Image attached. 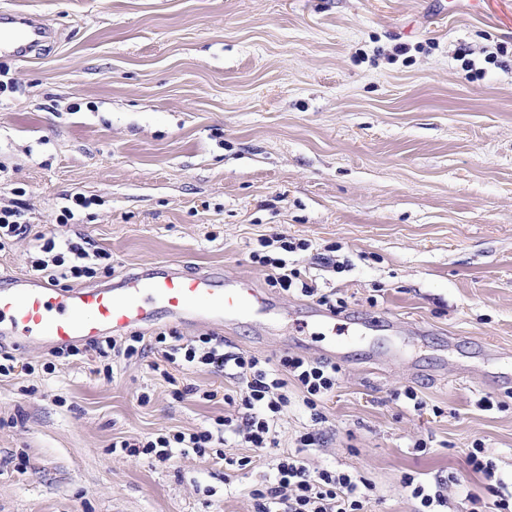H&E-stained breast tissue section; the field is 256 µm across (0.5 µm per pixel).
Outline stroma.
Returning a JSON list of instances; mask_svg holds the SVG:
<instances>
[{"label":"stroma","instance_id":"obj_1","mask_svg":"<svg viewBox=\"0 0 512 512\" xmlns=\"http://www.w3.org/2000/svg\"><path fill=\"white\" fill-rule=\"evenodd\" d=\"M1 9L54 37L0 55V207L22 206L32 232L0 251V284L28 273L34 236L75 233L112 255L85 287L163 261L249 278L278 310L221 329L230 350L343 353L311 468L367 480L368 512H415L407 474L457 475L448 512H487L465 457L481 441L512 482V0H450L443 15L435 0ZM75 195L92 206L57 226ZM272 234L310 240L289 262L367 329L320 324L315 298L269 287L249 253ZM327 245L342 270L318 260ZM16 357L0 378V512H253L262 452L228 473L212 454L112 447L233 414L224 374L175 369L177 398L153 352ZM407 386L422 409L394 399Z\"/></svg>","mask_w":512,"mask_h":512}]
</instances>
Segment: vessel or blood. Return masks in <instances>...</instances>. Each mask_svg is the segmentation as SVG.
<instances>
[{
    "label": "vessel or blood",
    "instance_id": "b4317fda",
    "mask_svg": "<svg viewBox=\"0 0 512 512\" xmlns=\"http://www.w3.org/2000/svg\"><path fill=\"white\" fill-rule=\"evenodd\" d=\"M39 17L0 15V52L24 57L52 39ZM271 298L244 278L227 277L213 268L185 273L174 262L156 265L149 273H130L119 284L67 290L34 276L13 278L0 287V343L24 349L38 342L62 347L92 343L101 336L125 335L167 316L185 325L215 327L243 314L260 315Z\"/></svg>",
    "mask_w": 512,
    "mask_h": 512
}]
</instances>
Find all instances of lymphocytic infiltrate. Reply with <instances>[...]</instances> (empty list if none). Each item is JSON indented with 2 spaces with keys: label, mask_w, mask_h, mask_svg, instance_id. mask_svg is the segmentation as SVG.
<instances>
[{
  "label": "lymphocytic infiltrate",
  "mask_w": 512,
  "mask_h": 512,
  "mask_svg": "<svg viewBox=\"0 0 512 512\" xmlns=\"http://www.w3.org/2000/svg\"><path fill=\"white\" fill-rule=\"evenodd\" d=\"M306 240L293 242L282 235L263 237L249 258L266 268L268 284L285 294L318 298L330 304L329 295L289 265L287 256L295 250L309 249ZM106 251L93 247L83 235L60 239L49 238L35 244L31 260L32 274L57 283L68 279L94 277L104 261ZM154 348L162 362L176 367L204 366L235 379L237 388L225 394L224 402L233 406L236 417L215 419L213 427H200L186 433L161 434L147 441L125 439L119 446L131 457L152 455L169 459L173 449L203 456L215 452L224 458L227 441L244 448L266 452L273 474L270 483L253 489V512H365L369 484L346 471L312 470L304 456L319 438L315 430L300 434L296 452H278V420L290 402L289 385H296L310 412L314 425L324 422L323 401L333 394L342 378L340 366L301 355H282L278 361L253 354L225 350L223 337L210 333L194 339L181 336L177 330L158 332ZM470 472L482 475L494 497L493 512H512V491L497 479L493 462L482 443H473L466 453Z\"/></svg>",
  "instance_id": "lymphocytic-infiltrate-1"
}]
</instances>
